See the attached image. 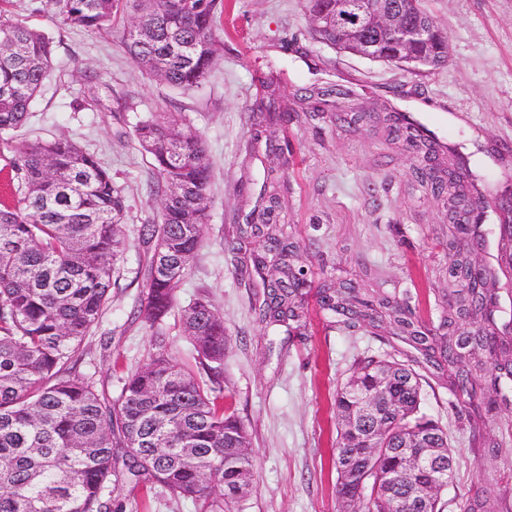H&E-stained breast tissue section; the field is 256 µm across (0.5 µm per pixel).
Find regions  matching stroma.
I'll return each instance as SVG.
<instances>
[{
  "label": "stroma",
  "instance_id": "1",
  "mask_svg": "<svg viewBox=\"0 0 512 512\" xmlns=\"http://www.w3.org/2000/svg\"><path fill=\"white\" fill-rule=\"evenodd\" d=\"M444 32V66L403 70L316 41L306 0H224L218 26L223 55L190 90L148 78L123 52L126 22L105 31L59 26L48 0H11L12 18L49 35L54 68L30 106L20 139L66 137L97 154L126 198L124 251L116 286L95 332L84 343L79 373L117 392L120 374L171 355L200 383L208 378L182 333L178 312L158 328L131 322L143 292L153 246L139 227L156 221L151 158L133 125L159 112L180 113L201 133L213 165L210 221L199 255L176 288L179 308L205 296L223 314L231 336L224 355V407L247 425L255 454L245 512H342L336 497L334 394L354 362L391 357L389 319L345 328L322 310L323 288L354 286L411 313L415 324L442 331L448 313V256L461 252L497 272L500 303L512 313V260L498 248L499 223L489 216L484 246L457 245L447 197L433 196L414 174L417 159L393 133L389 115L404 112L442 143L435 154L447 177L455 154L468 157L486 201L512 190V0H426ZM111 94L97 111L78 103L100 85ZM333 86L322 101L312 89ZM273 221L297 246L307 286L303 326L265 323L254 311L263 283L246 265L266 239L247 232L269 195ZM424 412L455 448L453 475L442 497L446 512L491 495L512 507V457L497 471L481 464L467 406L448 388V373L431 369ZM125 512H201V503L160 489L121 485Z\"/></svg>",
  "mask_w": 512,
  "mask_h": 512
}]
</instances>
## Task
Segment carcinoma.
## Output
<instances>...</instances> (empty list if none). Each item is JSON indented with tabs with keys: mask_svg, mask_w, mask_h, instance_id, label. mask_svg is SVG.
Here are the masks:
<instances>
[{
	"mask_svg": "<svg viewBox=\"0 0 512 512\" xmlns=\"http://www.w3.org/2000/svg\"><path fill=\"white\" fill-rule=\"evenodd\" d=\"M339 0H308L323 13L313 33L321 43L372 57L385 50L366 27L336 24ZM416 22L434 21L424 0H378ZM62 26L100 30L124 15L137 20L122 42L124 52L152 79L174 88L201 84L219 58L217 15L222 0H55ZM407 54L433 69L448 59L446 41L410 46ZM53 41L19 20L0 19V154L11 155L17 184L0 202V512H123L113 506L112 486H160L175 497L202 499L206 512H242L252 484L254 455L245 423L224 410L221 388H204L164 353L119 377L113 397L91 377L79 375L86 338L100 324L122 252L124 197L97 155L66 138L23 143L14 137L28 119L53 65ZM419 139L422 151L439 147L420 123L396 118ZM135 137L152 157L153 194L165 199L159 222L141 225L154 242L144 271L142 298L134 317L153 328L176 307L175 286L189 271L209 222L211 161L202 135L186 129L173 112L139 121ZM478 210L461 177L428 183ZM282 277L266 285L259 316L267 321L300 318L293 295L304 284L303 269L288 265L289 245L268 238ZM448 275L464 284L459 318L468 326L430 339L407 311L385 298L374 302L323 290V308L348 328L382 309L417 352L399 359L364 358L336 387V496L360 512H444L448 480V434L421 411V370L453 369L454 392L473 404L478 376L467 356L484 354V371L496 398L508 402L512 383V325H498L495 272L472 271L460 254ZM184 335L202 368L222 373L231 336L224 317L200 298L180 310ZM384 387L378 415L361 413L362 397ZM414 454H432L440 469L415 471ZM224 497H210V485Z\"/></svg>",
	"mask_w": 512,
	"mask_h": 512,
	"instance_id": "cac0c4a2",
	"label": "carcinoma"
}]
</instances>
